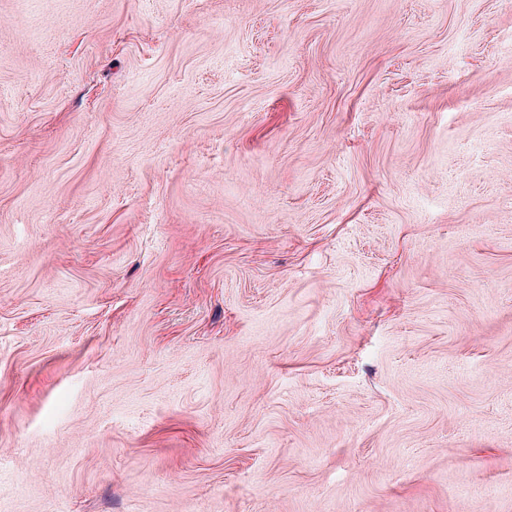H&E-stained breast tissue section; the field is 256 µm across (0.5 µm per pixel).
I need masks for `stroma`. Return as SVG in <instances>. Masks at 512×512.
I'll list each match as a JSON object with an SVG mask.
<instances>
[{"label": "stroma", "mask_w": 512, "mask_h": 512, "mask_svg": "<svg viewBox=\"0 0 512 512\" xmlns=\"http://www.w3.org/2000/svg\"><path fill=\"white\" fill-rule=\"evenodd\" d=\"M0 512H512V0H0Z\"/></svg>", "instance_id": "35a3bbf8"}]
</instances>
